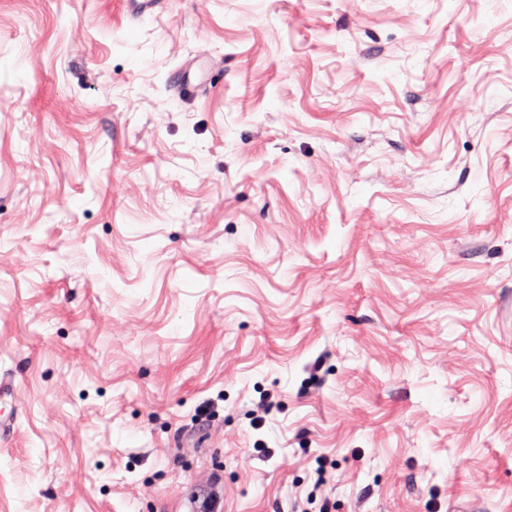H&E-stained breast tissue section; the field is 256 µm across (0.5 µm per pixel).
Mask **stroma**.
<instances>
[{"label": "stroma", "mask_w": 512, "mask_h": 512, "mask_svg": "<svg viewBox=\"0 0 512 512\" xmlns=\"http://www.w3.org/2000/svg\"><path fill=\"white\" fill-rule=\"evenodd\" d=\"M0 372V512H512V0H0Z\"/></svg>", "instance_id": "35a3bbf8"}]
</instances>
